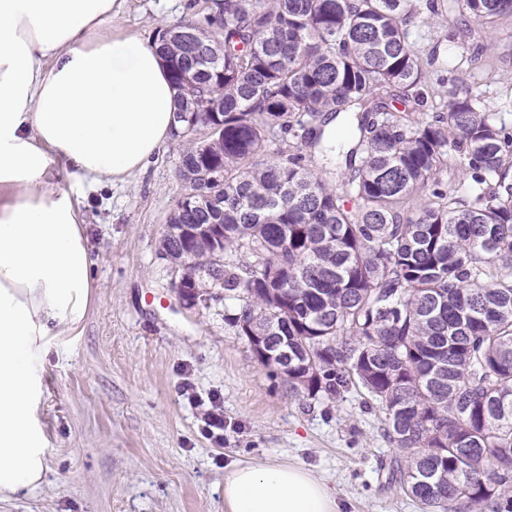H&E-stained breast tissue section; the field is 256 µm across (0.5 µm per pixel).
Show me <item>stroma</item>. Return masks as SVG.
Returning <instances> with one entry per match:
<instances>
[{
    "mask_svg": "<svg viewBox=\"0 0 512 512\" xmlns=\"http://www.w3.org/2000/svg\"><path fill=\"white\" fill-rule=\"evenodd\" d=\"M205 0H125L111 26L151 38L161 26L204 15ZM433 91L466 82L487 108L512 86V66L489 69L512 46V16L493 36L470 18L421 28L416 39ZM178 151L167 144L121 183L70 188L93 263L81 324L54 337L45 377L47 470L0 512H224L231 465L276 459L304 465L336 487L343 512H421L389 474L397 454L366 393L334 402L291 395L224 322V307L186 309L158 254L170 211L185 192ZM224 413L216 439L207 410Z\"/></svg>",
    "mask_w": 512,
    "mask_h": 512,
    "instance_id": "1",
    "label": "stroma"
}]
</instances>
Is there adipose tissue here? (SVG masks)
Returning <instances> with one entry per match:
<instances>
[{"instance_id":"ef3b65f1","label":"adipose tissue","mask_w":512,"mask_h":512,"mask_svg":"<svg viewBox=\"0 0 512 512\" xmlns=\"http://www.w3.org/2000/svg\"><path fill=\"white\" fill-rule=\"evenodd\" d=\"M123 0H0V495L40 485L52 333L75 330L93 286L78 202L53 161L125 181L171 139L177 91L155 42L107 23ZM225 512H341L304 466L235 464Z\"/></svg>"}]
</instances>
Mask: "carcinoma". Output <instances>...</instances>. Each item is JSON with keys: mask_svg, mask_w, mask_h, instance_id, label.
Segmentation results:
<instances>
[{"mask_svg": "<svg viewBox=\"0 0 512 512\" xmlns=\"http://www.w3.org/2000/svg\"><path fill=\"white\" fill-rule=\"evenodd\" d=\"M428 9L490 32L512 0ZM424 22L416 0H215L159 29L189 193L168 223L224 228L164 235L159 254L205 308L223 267L224 322L264 337L260 363L290 392L362 388L397 448L392 476L429 512H512V95L498 112L459 85L429 98ZM332 119L351 139L334 185L305 155Z\"/></svg>", "mask_w": 512, "mask_h": 512, "instance_id": "obj_1", "label": "carcinoma"}]
</instances>
